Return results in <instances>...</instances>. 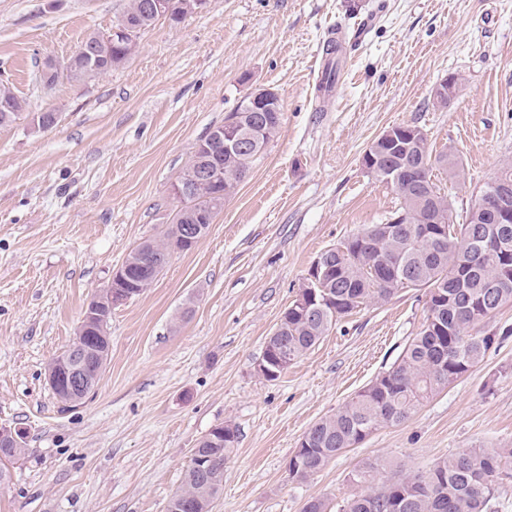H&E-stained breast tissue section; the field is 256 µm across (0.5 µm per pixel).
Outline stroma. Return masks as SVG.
<instances>
[{
	"label": "stroma",
	"instance_id": "1",
	"mask_svg": "<svg viewBox=\"0 0 512 512\" xmlns=\"http://www.w3.org/2000/svg\"><path fill=\"white\" fill-rule=\"evenodd\" d=\"M359 3L209 0L76 82L62 67L127 0H0V82L27 102L0 126V425L25 433L0 512H167L192 448L225 424L239 439L211 512H302L358 492L364 463L421 473L465 448L500 452L491 512H512V305L488 323L500 344L461 379L305 482L288 474L294 450L394 366L425 321V291L365 303L279 378L257 372L313 260L396 206L362 164L379 135L415 125L457 157L463 179L434 181L460 217L512 163V0ZM331 30L344 61L323 95L315 54ZM452 73L458 96L434 107ZM259 87L280 98L278 133L205 237L113 308L98 383L63 406L48 364L128 253L164 230L199 141ZM40 112L51 127L34 128Z\"/></svg>",
	"mask_w": 512,
	"mask_h": 512
}]
</instances>
